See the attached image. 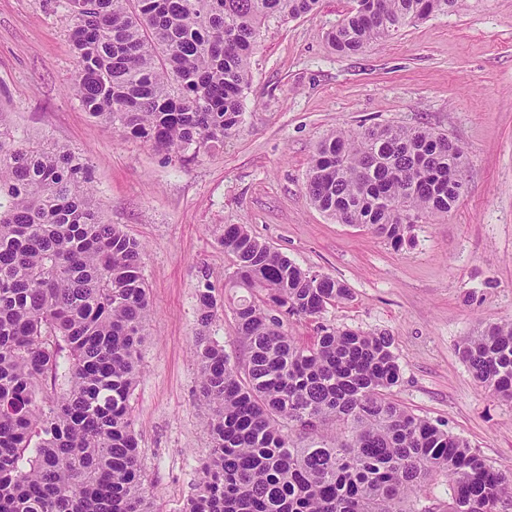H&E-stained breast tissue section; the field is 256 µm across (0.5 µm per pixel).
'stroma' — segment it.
Wrapping results in <instances>:
<instances>
[{
    "label": "stroma",
    "instance_id": "1",
    "mask_svg": "<svg viewBox=\"0 0 512 512\" xmlns=\"http://www.w3.org/2000/svg\"><path fill=\"white\" fill-rule=\"evenodd\" d=\"M350 0L261 27L243 122L223 146L183 162L125 139L68 91L75 75L66 0H0V127L67 147L94 171L100 216L144 246L151 317L132 404L144 484L156 512H182L210 454L192 348L197 294L226 303L210 327L232 360L233 258L225 224L302 268L344 282L326 323L393 339V398L512 473V403L481 387L463 337L512 320V0H464L355 56L326 39ZM372 125L447 133L465 152L456 207L413 225L400 248L315 208L306 174L327 133Z\"/></svg>",
    "mask_w": 512,
    "mask_h": 512
}]
</instances>
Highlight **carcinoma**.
<instances>
[{
    "label": "carcinoma",
    "instance_id": "1",
    "mask_svg": "<svg viewBox=\"0 0 512 512\" xmlns=\"http://www.w3.org/2000/svg\"><path fill=\"white\" fill-rule=\"evenodd\" d=\"M320 0H67L71 89L94 119L182 161L224 144L243 115L261 26ZM463 0H352L326 37L353 56ZM464 151L421 127L336 130L307 174L312 204L399 248L459 201ZM74 151L0 129V512H152L131 397L150 314L143 244L105 224ZM228 285L244 367L209 328L224 303L198 293L193 356L211 408L208 462L183 512H499L512 476L391 397L385 333L322 322L347 286L226 224ZM316 323L300 343L291 318ZM473 378L512 402V321L462 339ZM448 499L430 497L439 480Z\"/></svg>",
    "mask_w": 512,
    "mask_h": 512
}]
</instances>
